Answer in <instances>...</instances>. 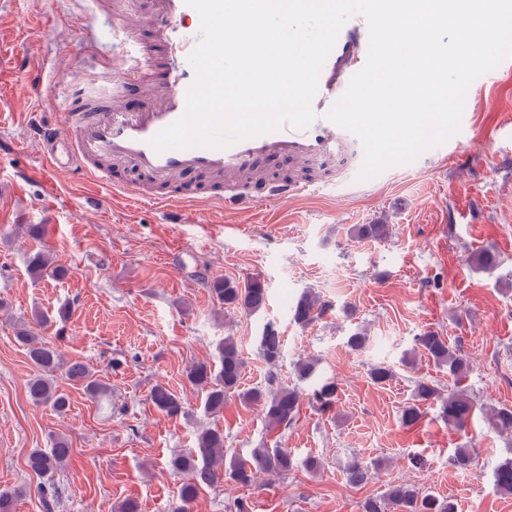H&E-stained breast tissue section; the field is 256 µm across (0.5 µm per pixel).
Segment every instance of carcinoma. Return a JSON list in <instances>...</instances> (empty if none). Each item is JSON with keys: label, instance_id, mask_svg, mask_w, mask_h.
I'll return each instance as SVG.
<instances>
[{"label": "carcinoma", "instance_id": "cac0c4a2", "mask_svg": "<svg viewBox=\"0 0 512 512\" xmlns=\"http://www.w3.org/2000/svg\"><path fill=\"white\" fill-rule=\"evenodd\" d=\"M388 224H361L355 228V236L365 238H384L390 235ZM28 271L34 278L62 279L67 270L52 260L48 253L37 250L28 258ZM212 296L223 306L240 308L249 313L260 310L266 301V291L258 279H250L240 284L229 279H212L209 282ZM326 306L318 298L305 293L297 301L293 318L300 324H309L321 315ZM15 339L26 347L29 359L37 369V374L27 382V393L36 405H49L62 413L70 405L69 395L56 385V372L82 387L83 391L99 399L106 396L104 383L85 364L73 361L67 363L59 358L56 348L47 339L31 330L20 327ZM415 344L433 363L448 370L456 382L455 389L445 393L435 381L422 378L414 381V400L404 406L400 418L405 426H413L424 415V407L438 406L439 418L454 430L465 429L472 419L476 402L470 392L462 387L470 364L460 350L452 348L448 340L438 332L426 330L415 339ZM219 365L196 362L186 370V378L205 395L204 407L212 415L218 416L224 410V400L229 394H235L242 403L253 407L262 415L267 427L281 429L290 426L297 418L300 405L308 401L321 412L336 408L337 387L333 381H320L313 385L308 393L297 386L277 383V374L269 373L268 386L241 388L244 361L233 338L226 336L217 346ZM259 353L271 367L278 366L283 354L282 336L276 326L269 323L260 337ZM317 371V360L302 358L294 365V372L300 381L312 378ZM150 401L157 410L168 415L182 412L179 398L164 384L157 383L150 391ZM488 424L501 434H512V407L501 406L487 415ZM72 454L69 440L65 437L55 439L53 448L48 451L36 449L27 458L28 469L45 478L37 486L40 503L45 512H55L62 504V492L54 480L56 473L65 468ZM452 464L463 470L476 463L473 450L457 448L451 458ZM171 466L188 474L189 479L180 489V502L176 512H192V505L204 488H211L225 480L237 485L250 487L259 473L270 476L285 475L298 467L297 460L286 448H256L250 460L230 459L224 456V432L218 428L204 427L195 434L194 447L171 460ZM347 480L359 485L367 479L368 470L357 461H351L346 467ZM497 488L512 494V458L498 463L495 469ZM393 508L397 512H456L451 500L440 499L413 485H395L388 488L378 499H369L364 503V512H387Z\"/></svg>", "mask_w": 512, "mask_h": 512}]
</instances>
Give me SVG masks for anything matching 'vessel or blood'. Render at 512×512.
Wrapping results in <instances>:
<instances>
[{"mask_svg":"<svg viewBox=\"0 0 512 512\" xmlns=\"http://www.w3.org/2000/svg\"><path fill=\"white\" fill-rule=\"evenodd\" d=\"M113 18L129 31L148 22L157 47L138 50L132 64L115 63L113 78L103 77L92 85L78 83L61 120L34 124L33 140L47 176L64 172L74 182L90 181L131 194L161 205L167 222L179 224L190 202L251 209L307 191L304 183L269 181L267 172L276 165L319 159L361 167L360 140L327 114L366 64L369 31L363 16H352L338 33L319 76L311 102L315 119L308 128L285 126L224 148L195 146L163 152L150 141L185 112L186 94L195 80L189 57L199 41L200 15L185 0H144L142 11L133 14L120 8ZM147 73L163 86V93L131 103V86ZM116 162L146 175L149 186L113 181Z\"/></svg>","mask_w":512,"mask_h":512,"instance_id":"b4317fda","label":"vessel or blood"}]
</instances>
